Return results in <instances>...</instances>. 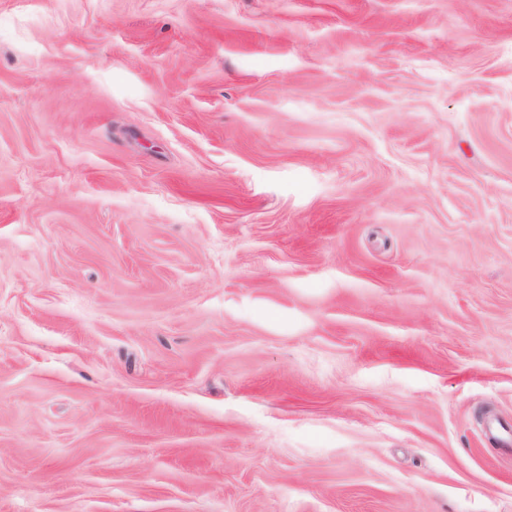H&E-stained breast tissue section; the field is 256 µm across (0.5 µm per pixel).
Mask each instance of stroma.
<instances>
[{"mask_svg":"<svg viewBox=\"0 0 512 512\" xmlns=\"http://www.w3.org/2000/svg\"><path fill=\"white\" fill-rule=\"evenodd\" d=\"M512 0H0V512H512Z\"/></svg>","mask_w":512,"mask_h":512,"instance_id":"35a3bbf8","label":"stroma"}]
</instances>
